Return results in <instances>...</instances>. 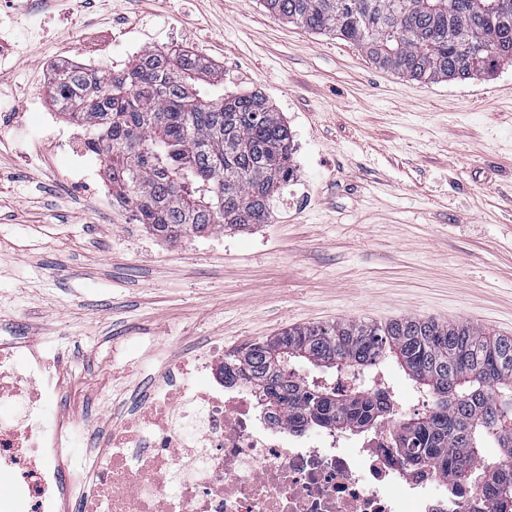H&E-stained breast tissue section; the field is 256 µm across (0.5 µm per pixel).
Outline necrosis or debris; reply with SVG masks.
I'll list each match as a JSON object with an SVG mask.
<instances>
[{"mask_svg": "<svg viewBox=\"0 0 512 512\" xmlns=\"http://www.w3.org/2000/svg\"><path fill=\"white\" fill-rule=\"evenodd\" d=\"M182 369L166 368L163 400L89 434V455L72 468L75 421L51 408L58 371L39 355L18 370L0 343V400L15 404L0 419V473L17 490L0 496V512H68L73 502L82 512H461L473 498L500 512L494 496L402 464L389 446L394 424L362 447L342 431L316 443L259 414L249 388L200 392L177 383Z\"/></svg>", "mask_w": 512, "mask_h": 512, "instance_id": "obj_1", "label": "necrosis or debris"}]
</instances>
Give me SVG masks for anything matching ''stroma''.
Here are the masks:
<instances>
[{
	"label": "stroma",
	"mask_w": 512,
	"mask_h": 512,
	"mask_svg": "<svg viewBox=\"0 0 512 512\" xmlns=\"http://www.w3.org/2000/svg\"><path fill=\"white\" fill-rule=\"evenodd\" d=\"M32 16L38 39L14 26ZM183 46L228 92H259L294 133L297 178L269 223L176 242L108 185L84 127L56 112L55 69H123ZM0 339L64 376L74 419L149 401L160 372L212 346L241 351L341 319L467 322L512 333V68L462 82L388 72L262 0H0ZM398 418L422 412L395 365Z\"/></svg>",
	"instance_id": "stroma-1"
}]
</instances>
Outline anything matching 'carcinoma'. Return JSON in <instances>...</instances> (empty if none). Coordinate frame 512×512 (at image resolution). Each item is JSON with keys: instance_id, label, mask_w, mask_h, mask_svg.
I'll use <instances>...</instances> for the list:
<instances>
[{"instance_id": "carcinoma-1", "label": "carcinoma", "mask_w": 512, "mask_h": 512, "mask_svg": "<svg viewBox=\"0 0 512 512\" xmlns=\"http://www.w3.org/2000/svg\"><path fill=\"white\" fill-rule=\"evenodd\" d=\"M275 17L357 46L382 69L425 82L463 81L512 66V0H263ZM48 94L108 158L112 193L160 236L266 224L294 177L293 139L258 93L224 92V77L186 49L148 51L123 71L54 73ZM393 359L426 409L396 422L402 462L473 485L494 445L512 459V337L467 322L400 318L288 328L224 356V382L248 387L287 427L358 431L393 416L382 388L343 394L301 365L363 374ZM512 512V470H496Z\"/></svg>"}]
</instances>
